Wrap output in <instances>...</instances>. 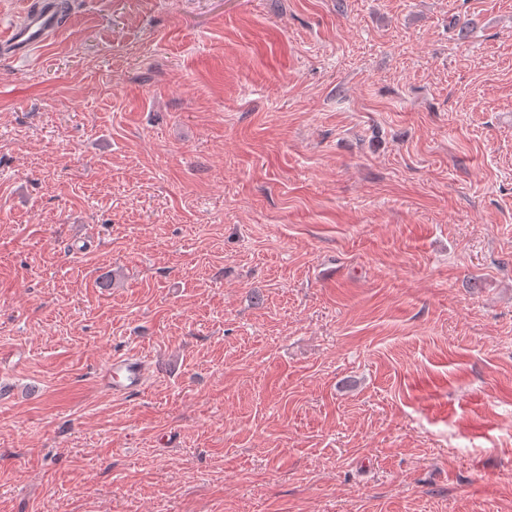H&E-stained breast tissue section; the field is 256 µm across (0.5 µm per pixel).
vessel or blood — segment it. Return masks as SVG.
<instances>
[{"label": "vessel or blood", "instance_id": "vessel-or-blood-1", "mask_svg": "<svg viewBox=\"0 0 512 512\" xmlns=\"http://www.w3.org/2000/svg\"><path fill=\"white\" fill-rule=\"evenodd\" d=\"M62 27L56 0H33L26 6L21 23L0 35V54L17 58L46 44ZM149 363L137 354H119L105 366L103 386L113 395L130 397L139 394L148 381Z\"/></svg>", "mask_w": 512, "mask_h": 512}]
</instances>
